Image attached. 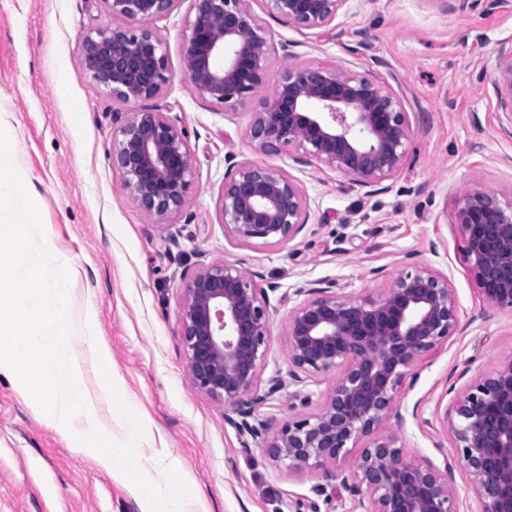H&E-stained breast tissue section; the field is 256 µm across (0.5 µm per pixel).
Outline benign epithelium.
<instances>
[{
    "label": "benign epithelium",
    "mask_w": 512,
    "mask_h": 512,
    "mask_svg": "<svg viewBox=\"0 0 512 512\" xmlns=\"http://www.w3.org/2000/svg\"><path fill=\"white\" fill-rule=\"evenodd\" d=\"M127 22L98 28L82 41L91 80L120 100L156 98L169 80L161 39L141 27L170 15L180 0H102ZM246 0H192L184 71L203 99L233 106L266 82L270 38ZM269 12L300 29L330 25L346 0H266ZM499 105L512 113V49L498 54ZM262 153L292 154L297 164H322L373 188L392 178L407 155L409 125L399 98L373 80L342 66H285L274 96L261 103L249 128ZM112 165L137 205L161 221L180 212L193 176L186 135L157 106L129 113L112 149ZM307 202L298 183L281 170L233 163L224 173V230L243 243L282 244L305 228ZM459 250L474 272L483 299L512 312V198L473 188L454 198ZM407 262L376 297L353 298L336 283H305V299L288 312L286 373L261 387L270 351L269 293L235 263L213 262L192 274L180 311L190 376L209 397L238 419L241 433L257 436L249 422L256 407L332 373L336 384L317 414L300 412L268 444L273 458L291 471H319L331 488L366 498L365 512H461L454 465L465 471L475 512H512V358L487 376L455 391L443 424L456 448L445 470L407 455L394 431L379 426L404 420L398 396L423 360L434 356L460 325L459 305L448 277L405 254ZM361 449L356 471L336 461Z\"/></svg>",
    "instance_id": "obj_1"
}]
</instances>
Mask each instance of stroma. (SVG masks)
<instances>
[{
  "instance_id": "1",
  "label": "stroma",
  "mask_w": 512,
  "mask_h": 512,
  "mask_svg": "<svg viewBox=\"0 0 512 512\" xmlns=\"http://www.w3.org/2000/svg\"><path fill=\"white\" fill-rule=\"evenodd\" d=\"M270 35L268 80L232 109L202 99L183 70L193 18L180 0L146 26L163 41L169 81L156 100L124 102L85 72L81 45L97 28H121L101 0H0V126L34 196L47 247L65 255L72 323L93 304L112 369L148 433L141 459L180 461L190 492L209 512H362L357 496L331 497L312 471L294 472L266 446L294 415L287 393L256 408L258 436L240 434L229 409L189 376L179 313L188 277L203 263L237 262L275 285L270 354L262 379L287 370L285 325L302 282L336 283L350 297L376 296L405 253L448 277L463 329L423 361L400 400L409 455L444 468L456 454L442 425L450 376L475 379L512 357V312L489 309L456 249L454 198L480 188L512 196V119L497 103V55L512 46V0L490 9L457 0H346L331 25L301 30L247 0ZM342 65L400 98L407 156L386 191L369 194L322 165L287 152L254 150L249 127L284 63ZM161 106L183 127L193 156L184 209L163 223L129 196L112 164L117 117ZM272 166L300 185L306 227L283 244H244L224 230L220 195L227 165ZM383 276H375V269ZM0 512H139L124 482L110 478L74 440L32 410L0 374Z\"/></svg>"
}]
</instances>
